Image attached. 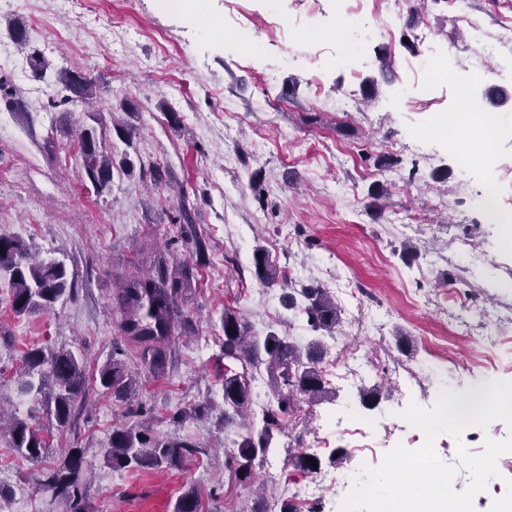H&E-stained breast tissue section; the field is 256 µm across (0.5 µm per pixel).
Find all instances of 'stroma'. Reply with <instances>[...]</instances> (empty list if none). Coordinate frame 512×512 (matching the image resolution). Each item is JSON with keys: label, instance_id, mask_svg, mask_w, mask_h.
Instances as JSON below:
<instances>
[{"label": "stroma", "instance_id": "obj_1", "mask_svg": "<svg viewBox=\"0 0 512 512\" xmlns=\"http://www.w3.org/2000/svg\"><path fill=\"white\" fill-rule=\"evenodd\" d=\"M234 4L252 14L253 38L230 54L187 24L182 0H0V235L41 259L64 262L75 288L51 309L18 316L0 272V326L13 333L11 343H0V407L21 416L33 411L15 381L31 347L73 350L93 369L124 351L138 371L135 395L122 400L90 388L66 426L43 430L47 463L64 449H83L92 512H173L190 487L207 512H226L229 503L233 512H247L256 492L276 506L287 499L289 483L304 479L294 467L282 479L267 476L282 433L271 454L256 460L254 483L232 480L219 454L245 432L239 420L224 418V309L239 312L259 336L289 329L301 345L313 336L303 311L283 306L285 288L263 287L254 276V251L274 242L272 259L288 286L322 285L341 310L324 344L359 343L384 361L365 383L340 381L327 385L320 402L298 401V412L329 430L328 446L317 452L321 471L354 463L338 436L345 408L388 425L400 402L428 407L436 388L461 392L486 379L512 380V249L504 248L500 225L473 205L486 178L478 168L461 181L440 142L418 137L431 119L452 117L453 91L445 85L432 96L405 93L404 110L383 107L403 93L397 62L420 31L454 46L451 66L467 74V35L448 0H411L390 37L378 42L383 63L355 77L332 67L318 87L317 45L329 41L347 55L356 44L342 31L313 26L294 39H274L265 32L270 18L261 0ZM14 23L25 27L26 45L11 37ZM289 53L294 62L280 66ZM35 55L94 80L98 96L119 108L124 129L113 127L110 113L95 125L86 113L51 104L54 76L33 77ZM347 94L350 112H337V99ZM498 109L505 131L492 161L499 166L495 187L508 200L512 97ZM91 126L114 159L133 164L131 172L114 171L101 192L82 166L79 135ZM386 155L393 165H379ZM183 203L187 224L176 221ZM199 238L207 247L202 260L195 255ZM407 244L416 249L408 260ZM150 247L170 263H193L197 280L178 302L194 331L170 342L161 377L141 368L115 308L120 280L146 270ZM355 287L363 297L352 296ZM456 287L472 298L469 317L451 297ZM490 334L499 345L486 352L478 341ZM374 387L379 401L363 406L362 393ZM204 403L212 406L204 419L171 422L172 413ZM141 420L156 435L187 436L217 454L177 470L107 466L100 450L113 428ZM39 471L0 436V484L13 492L9 512H57Z\"/></svg>", "mask_w": 512, "mask_h": 512}]
</instances>
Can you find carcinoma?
I'll use <instances>...</instances> for the list:
<instances>
[{
  "instance_id": "cac0c4a2",
  "label": "carcinoma",
  "mask_w": 512,
  "mask_h": 512,
  "mask_svg": "<svg viewBox=\"0 0 512 512\" xmlns=\"http://www.w3.org/2000/svg\"><path fill=\"white\" fill-rule=\"evenodd\" d=\"M54 87L62 104L86 108L97 99L96 84L75 70L56 71ZM80 140L85 173L102 191L112 179V153L101 148L92 129L83 130ZM0 246L4 248L0 252V271L10 274L11 307L16 315L50 309L73 293L64 263L32 259L29 247L14 238L0 236ZM253 265L262 285H287L279 281L280 271L263 250H255ZM150 267L149 273L130 275L121 282L116 304L120 328L137 348L139 361L153 373L160 374L165 368V349L177 329L176 298L192 287L194 272L187 262L168 265L160 252L150 254ZM284 299L289 309L304 305L312 331L330 334L336 329L338 306L322 286L292 288L284 294ZM221 328L224 333L221 354L224 420L242 415L250 407V369L264 364L273 376L276 405L265 410L260 426L249 420L237 447L224 455V468L239 481L251 483L255 460L267 455L274 432L282 429L298 397L317 399L325 394L319 363L326 351L319 338L302 348L275 332L253 335L249 324L230 309L224 310L221 316ZM95 382L104 390L125 398L136 392L138 373L123 359V352L116 351L112 360L95 372ZM17 384L20 394L40 405L47 419L64 426L76 400L87 390L86 364L79 354L69 349L33 347L23 356ZM8 435L12 448L26 460L38 461L47 452L38 429L24 417L11 419ZM101 452L106 463L115 470L178 469L189 457L209 454L199 442L180 436L161 439L141 423L112 429L108 447ZM84 473L83 450L71 448L55 466L40 473L38 482L62 506L61 512H90L83 489ZM173 512H202L194 488H188L176 499Z\"/></svg>"
}]
</instances>
